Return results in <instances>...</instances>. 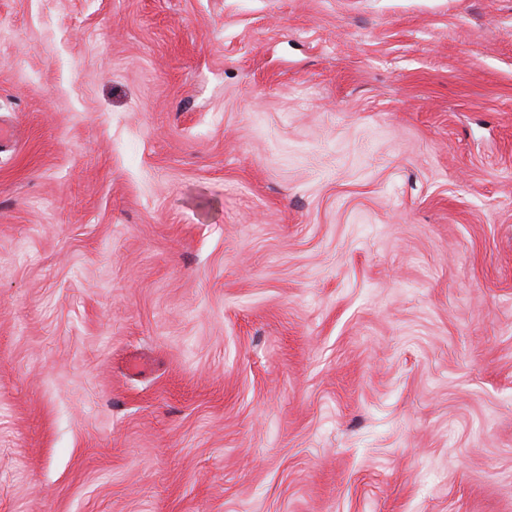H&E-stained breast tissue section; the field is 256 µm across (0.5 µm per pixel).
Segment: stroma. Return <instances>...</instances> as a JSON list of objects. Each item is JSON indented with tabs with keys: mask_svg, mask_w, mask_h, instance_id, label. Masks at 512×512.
Instances as JSON below:
<instances>
[{
	"mask_svg": "<svg viewBox=\"0 0 512 512\" xmlns=\"http://www.w3.org/2000/svg\"><path fill=\"white\" fill-rule=\"evenodd\" d=\"M0 512H512V0H0Z\"/></svg>",
	"mask_w": 512,
	"mask_h": 512,
	"instance_id": "35a3bbf8",
	"label": "stroma"
}]
</instances>
